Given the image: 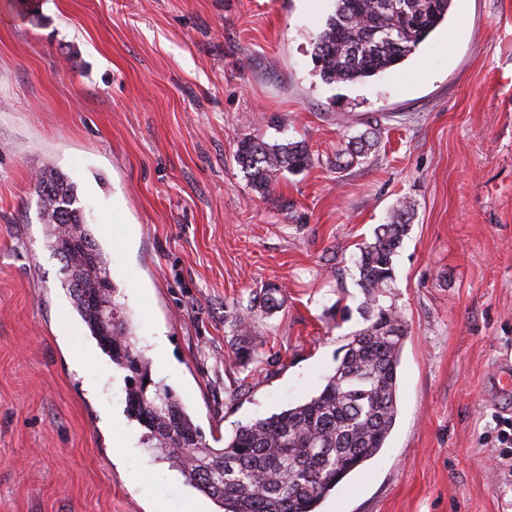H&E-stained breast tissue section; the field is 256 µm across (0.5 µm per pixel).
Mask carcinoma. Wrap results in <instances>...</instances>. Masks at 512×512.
Here are the masks:
<instances>
[{
  "label": "carcinoma",
  "mask_w": 512,
  "mask_h": 512,
  "mask_svg": "<svg viewBox=\"0 0 512 512\" xmlns=\"http://www.w3.org/2000/svg\"><path fill=\"white\" fill-rule=\"evenodd\" d=\"M452 0H333L314 46L326 84H356L399 69L445 21ZM377 131L350 140L336 154L342 170L364 156ZM236 161L251 189L270 195L285 173L313 165L302 141L270 143L259 135L237 142ZM45 245L63 262L60 287L112 365L127 372L129 416L146 429L147 444L215 512H317L351 472L385 447L398 415V368L406 338L393 305L380 304L394 281V260L408 234L414 204L403 199L391 219L360 247L361 306L369 325L341 347L342 357L315 395L279 413L239 426L221 448L210 447L182 401L147 383L150 362L130 319L119 310L110 255L83 220L76 185L50 170L37 183ZM263 306L279 308L282 287L269 283Z\"/></svg>",
  "instance_id": "obj_1"
}]
</instances>
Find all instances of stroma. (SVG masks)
<instances>
[{
    "label": "stroma",
    "mask_w": 512,
    "mask_h": 512,
    "mask_svg": "<svg viewBox=\"0 0 512 512\" xmlns=\"http://www.w3.org/2000/svg\"><path fill=\"white\" fill-rule=\"evenodd\" d=\"M331 7L0 0V512H190L199 496L137 421L112 428L125 374L44 243L49 168L77 186L152 380L210 444L321 389L365 325L359 248L410 198L399 414L319 512H512V475L492 469L512 422V0H454L404 67L356 85L314 69ZM373 128L367 157L337 170ZM247 134L304 142L313 164L260 197L235 159ZM269 282L286 288L273 311ZM235 311L258 346L245 365ZM373 131H369L367 135H372L371 137H359V140L348 141L347 146L338 151L336 154V168L338 170H343L354 164L355 161H359V158L364 156L365 149L367 146H373L374 142H377V129H372ZM371 140V141H370ZM368 149V148H367Z\"/></svg>",
    "instance_id": "35a3bbf8"
}]
</instances>
